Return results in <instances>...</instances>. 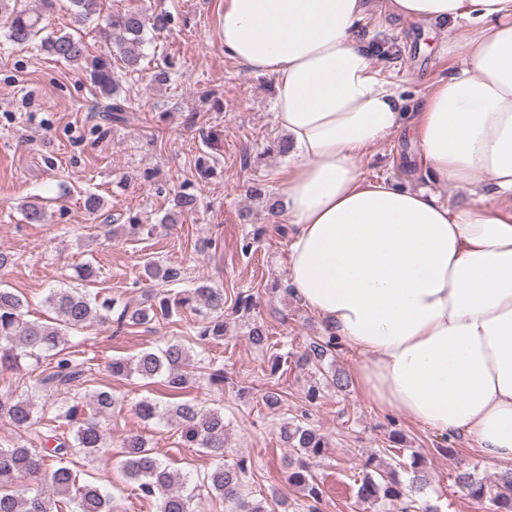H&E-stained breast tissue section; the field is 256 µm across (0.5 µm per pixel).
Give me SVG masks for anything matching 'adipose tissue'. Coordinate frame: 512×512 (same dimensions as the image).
I'll return each instance as SVG.
<instances>
[{
  "instance_id": "1",
  "label": "adipose tissue",
  "mask_w": 512,
  "mask_h": 512,
  "mask_svg": "<svg viewBox=\"0 0 512 512\" xmlns=\"http://www.w3.org/2000/svg\"><path fill=\"white\" fill-rule=\"evenodd\" d=\"M367 8L224 0V51L272 79L296 153L287 279L357 352V384L379 409L512 463V0H388L467 56L417 112L359 36ZM401 134L468 203L363 177L368 150Z\"/></svg>"
}]
</instances>
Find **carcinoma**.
<instances>
[{"instance_id":"carcinoma-1","label":"carcinoma","mask_w":512,"mask_h":512,"mask_svg":"<svg viewBox=\"0 0 512 512\" xmlns=\"http://www.w3.org/2000/svg\"><path fill=\"white\" fill-rule=\"evenodd\" d=\"M18 2L0 0V26L6 30V38L16 45L34 43L58 61L84 68L103 98L98 103L99 118L107 124L125 121L132 101L121 94L112 61L120 62L127 74L138 71L151 37L175 26L173 14L160 7L151 12L138 8L112 12L104 19V34L114 53L91 59L82 40L69 33H48L41 25L54 9V0H41L36 13ZM71 4L78 25L101 15L100 0H71ZM199 205L194 184L184 182L160 223L176 224L181 217L198 211ZM143 276L168 286L182 281L184 272L150 262L143 266ZM44 302L55 314L50 323L29 319L26 297L0 287V371H27L21 393L0 396V419L18 434L15 440H0V512H63L65 507L69 512H118L114 494L96 480L80 478L72 468V459L81 454L93 460L109 447L102 422L122 399L110 389L83 388L92 368L76 358L69 337L108 323L120 328L149 325L189 309L199 320L187 325L188 339L203 348L224 337V289L200 282L175 294L162 291L150 305L134 309L110 295H91L85 288H51ZM338 346L336 336H322L305 348L297 363L311 367L322 375L325 386L340 391L347 386L346 378L326 368ZM108 370L117 379H158L169 395L176 397L195 375L210 385L224 383V367L194 364L192 349L180 340L132 357L114 358ZM59 392L64 393L60 401L40 404L44 395ZM135 411L144 421L174 424L184 446L200 448L212 460L210 469L192 481L170 468L141 434L124 436L119 452L121 471L136 485L140 496L155 503L156 512H197V497L204 493L223 499L230 512H269L265 500L252 497L245 489L253 460L241 457L231 463L224 461L223 406H206L195 400L163 405L145 397L135 403ZM39 425L47 429L52 447L37 448L23 438ZM279 437L291 450L289 483L303 492L306 512H318L321 491L311 464L325 454L323 435L309 425L308 414L303 412L280 422ZM399 467V462L385 463L375 454L369 456L355 478L356 498L379 512H414V494L426 487V461L414 456L404 467L414 472L408 484L401 479ZM455 481L470 496L488 500L494 512H512V468L502 471L492 483L467 471L459 473Z\"/></svg>"}]
</instances>
